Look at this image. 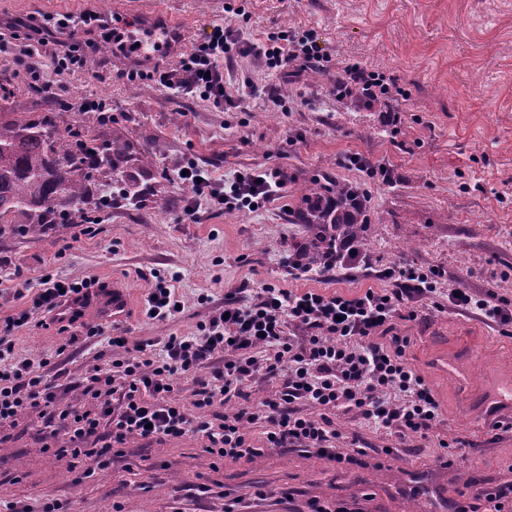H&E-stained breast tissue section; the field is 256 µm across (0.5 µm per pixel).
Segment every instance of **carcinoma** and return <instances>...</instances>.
Wrapping results in <instances>:
<instances>
[{"mask_svg": "<svg viewBox=\"0 0 512 512\" xmlns=\"http://www.w3.org/2000/svg\"><path fill=\"white\" fill-rule=\"evenodd\" d=\"M131 146L116 138L103 142L92 135L87 112L63 119L59 112L12 116L0 113V236L17 228L24 234L45 232L104 202L87 191L102 175L100 197L117 192L137 200L146 190L142 178L156 166V153L144 150L137 167H124ZM301 205L295 223L305 230L304 241L293 247L294 258L311 271L327 269V254L338 248L336 266H342L339 248L351 244L359 253L370 243L371 198L353 184L315 174L297 188Z\"/></svg>", "mask_w": 512, "mask_h": 512, "instance_id": "obj_1", "label": "carcinoma"}]
</instances>
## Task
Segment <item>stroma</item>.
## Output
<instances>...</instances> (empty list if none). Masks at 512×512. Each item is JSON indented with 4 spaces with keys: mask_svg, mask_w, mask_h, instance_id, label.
Wrapping results in <instances>:
<instances>
[{
    "mask_svg": "<svg viewBox=\"0 0 512 512\" xmlns=\"http://www.w3.org/2000/svg\"><path fill=\"white\" fill-rule=\"evenodd\" d=\"M93 12L103 21L121 16L143 27L178 29L184 48L209 25L227 22L253 42L294 29L314 33L327 60L300 78L277 76L253 56L229 67L232 97L244 80L275 87L285 110L255 105L214 108L188 100L143 79L100 82L95 72L130 66L116 49L92 55L87 68L67 73L70 98L92 94L112 105V117L96 121L101 139L120 137L135 150L154 149L151 173L157 193L132 205L103 209L95 236L72 239L69 225L42 235L0 237V323L25 307L24 291L36 289L46 270L72 279L123 280L131 309L120 330L130 340L167 333L193 336L224 305L228 290H256L267 283L295 291L314 288L354 294L387 288L376 273L405 262L445 270L441 290L493 289L512 300V0H0V18H34ZM360 65L402 87L404 98L365 106L359 97L336 98L337 70ZM20 65L0 56V108L7 112L62 111L60 101L30 90ZM403 121L388 124V109ZM182 121H175V113ZM390 164L389 184L351 165L352 154ZM193 159L213 177L280 165L291 180L284 196L264 209L207 213L199 224L178 222L175 204L189 191L172 175ZM328 174L370 192L377 222L359 267L312 272L295 279L284 263L302 242L293 221L300 204L296 183ZM21 278H14L15 267ZM179 272L176 289L185 303L173 322L145 316L155 269ZM410 337V365L432 389L441 422L425 440L407 441L388 454L393 439L355 413H341L336 427L357 433L364 463L340 468L318 457L268 447L264 428H250L263 454L251 463L210 457L188 436L165 445L128 440L111 469L73 485L67 462L40 449V420L24 414L11 442L0 445V501L33 506L55 499L76 512H224L225 498L240 512H308L320 500L345 512H452L471 482L512 481V431H494L469 415L461 389L428 362L439 347L468 338L476 351L472 381L488 383L512 373V336L502 335L472 313H440L423 304L416 321L395 323ZM77 328L57 323L28 325L13 333L17 356L50 357L48 379L81 404L79 383L87 366L107 367L120 348L107 337L79 339ZM467 441L464 460L445 467L441 441ZM268 489L266 498L257 488Z\"/></svg>",
    "mask_w": 512,
    "mask_h": 512,
    "instance_id": "1",
    "label": "stroma"
}]
</instances>
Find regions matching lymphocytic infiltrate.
<instances>
[{"instance_id":"obj_1","label":"lymphocytic infiltrate","mask_w":512,"mask_h":512,"mask_svg":"<svg viewBox=\"0 0 512 512\" xmlns=\"http://www.w3.org/2000/svg\"><path fill=\"white\" fill-rule=\"evenodd\" d=\"M78 24L87 33L102 32L104 41L126 55L140 48L138 30L104 28L97 14L88 12L63 15L49 27L32 24L1 32L0 55L24 63L31 88L56 90V83L45 79L39 58L50 54L59 75L84 67L86 56L59 38ZM243 54L289 76L319 68L325 58L315 36L293 29L250 43L229 26L214 24L175 66L154 69L149 77L166 90L220 107L231 100L224 65ZM357 88L370 101L394 92L367 68L347 66L337 72L335 94L347 96ZM182 168L177 181L192 189L183 214L195 224L206 209L257 211L281 198L288 184V172L280 166L243 170L224 180L213 179L191 159ZM382 276L393 281V288L344 294L266 284L248 300L230 291L223 311L201 325L197 335L173 332L156 342L134 343L113 337L123 357L113 361L110 371L96 366L86 370L85 403L77 407L63 404L57 385L47 380L50 359L15 356L12 333L33 318L54 315L71 296L90 293L99 282L44 273L29 307L0 327V444L7 442L9 429L23 413H37L42 450L66 458L69 472L81 480L108 469L132 438L151 446L191 435L214 462L250 463L262 454L247 433L252 425L265 427L269 447L294 448L341 467L353 466L365 450L354 434L348 438L352 452H337L340 434L334 417L341 410L356 412L400 443L428 438L440 421L439 404L408 361L410 337L396 334L394 323L402 317L416 320L415 302H435L444 271L400 263L384 269ZM152 277L145 315L165 324L184 310L175 288L178 277L157 271ZM435 304L437 311L451 305L482 316L503 332L512 331V301L493 291L455 288L447 303ZM176 375L191 379V404L176 399ZM260 377L277 388L255 400L249 387ZM457 512H512V482H472Z\"/></svg>"}]
</instances>
